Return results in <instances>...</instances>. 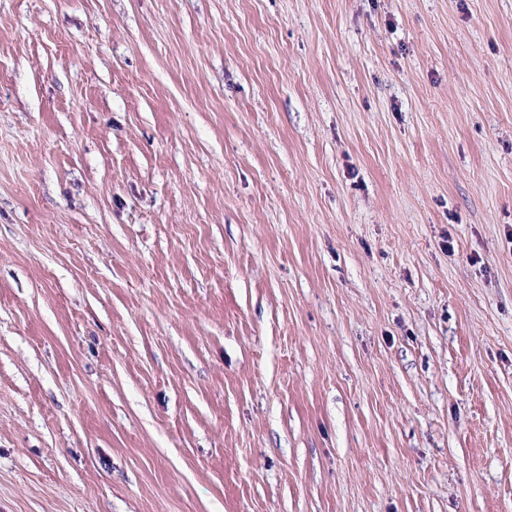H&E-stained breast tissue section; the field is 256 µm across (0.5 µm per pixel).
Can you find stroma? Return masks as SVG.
Segmentation results:
<instances>
[{"label":"stroma","instance_id":"35a3bbf8","mask_svg":"<svg viewBox=\"0 0 512 512\" xmlns=\"http://www.w3.org/2000/svg\"><path fill=\"white\" fill-rule=\"evenodd\" d=\"M0 512H512V0H0Z\"/></svg>","mask_w":512,"mask_h":512}]
</instances>
